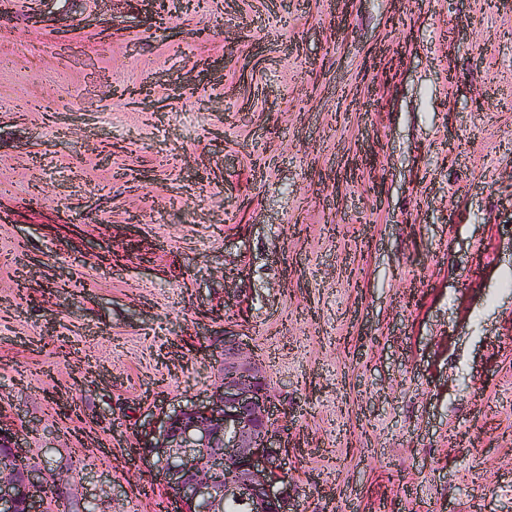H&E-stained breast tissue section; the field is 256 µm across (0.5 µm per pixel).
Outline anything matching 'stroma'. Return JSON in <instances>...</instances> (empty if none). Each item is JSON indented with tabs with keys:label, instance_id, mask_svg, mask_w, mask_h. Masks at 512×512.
Wrapping results in <instances>:
<instances>
[{
	"label": "stroma",
	"instance_id": "35a3bbf8",
	"mask_svg": "<svg viewBox=\"0 0 512 512\" xmlns=\"http://www.w3.org/2000/svg\"><path fill=\"white\" fill-rule=\"evenodd\" d=\"M228 334L306 512H512V0H0V426L169 512Z\"/></svg>",
	"mask_w": 512,
	"mask_h": 512
}]
</instances>
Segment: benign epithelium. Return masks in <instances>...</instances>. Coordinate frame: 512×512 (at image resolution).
<instances>
[{"instance_id":"7a95c632","label":"benign epithelium","mask_w":512,"mask_h":512,"mask_svg":"<svg viewBox=\"0 0 512 512\" xmlns=\"http://www.w3.org/2000/svg\"><path fill=\"white\" fill-rule=\"evenodd\" d=\"M221 375L208 400L168 413L139 451L163 481L173 512H295L282 469L286 451L271 410L274 397L247 344L224 337ZM27 463L16 432L0 428V512H41L50 488Z\"/></svg>"}]
</instances>
